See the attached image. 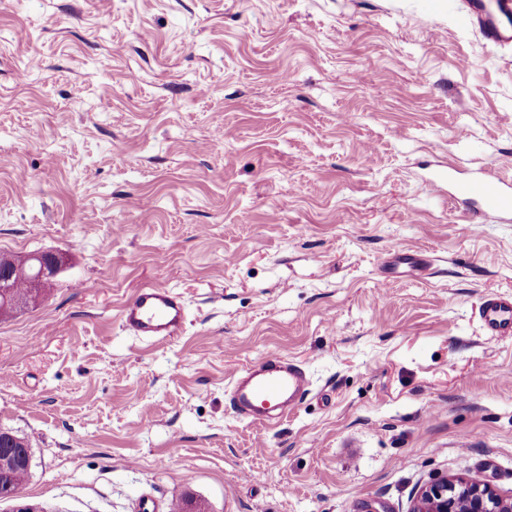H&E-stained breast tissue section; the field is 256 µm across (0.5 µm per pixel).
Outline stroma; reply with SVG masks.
<instances>
[{
	"instance_id": "1",
	"label": "stroma",
	"mask_w": 512,
	"mask_h": 512,
	"mask_svg": "<svg viewBox=\"0 0 512 512\" xmlns=\"http://www.w3.org/2000/svg\"><path fill=\"white\" fill-rule=\"evenodd\" d=\"M463 0H0V252L64 270L0 321V430L44 512H411L476 475L512 499V222L470 233L437 170L512 183V47ZM404 248L429 278L380 258ZM189 317L149 343L142 284ZM305 403L235 417L238 370ZM401 264L407 265L422 274L431 269L432 262L426 255L412 249L403 250L392 257H384L379 263L381 276L378 283L380 287L384 288L388 284L390 270ZM188 320L181 295L169 288L144 286L121 307L120 322L130 335L160 341L179 336ZM479 316L485 335H512V296L487 294L479 305ZM310 392L311 383L302 363L273 358L237 373L228 402L241 419L268 427L298 410Z\"/></svg>"
}]
</instances>
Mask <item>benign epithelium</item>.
<instances>
[{"label": "benign epithelium", "instance_id": "7a95c632", "mask_svg": "<svg viewBox=\"0 0 512 512\" xmlns=\"http://www.w3.org/2000/svg\"><path fill=\"white\" fill-rule=\"evenodd\" d=\"M62 269V260L51 252H38L26 257L19 266L13 256L0 254V298L20 311L28 302L15 296L11 284L15 278H26L39 286L52 280ZM412 512H512V500L501 499L483 480L476 476L437 479L419 494Z\"/></svg>", "mask_w": 512, "mask_h": 512}]
</instances>
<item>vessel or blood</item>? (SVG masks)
Returning <instances> with one entry per match:
<instances>
[{"label": "vessel or blood", "instance_id": "b4317fda", "mask_svg": "<svg viewBox=\"0 0 512 512\" xmlns=\"http://www.w3.org/2000/svg\"><path fill=\"white\" fill-rule=\"evenodd\" d=\"M467 17L476 23L490 43L512 44V0H466ZM459 200L474 205L470 232H477L483 218L512 215V186L490 176H475L455 182ZM424 273L432 262L426 255L403 250L382 258L379 285H387L388 274L398 265ZM483 330L489 336L512 335V296L485 295L479 305ZM188 309L181 295L169 288L145 286L135 291L121 307L123 329L142 340H166L182 333ZM311 392L304 365L288 358H273L237 373L228 393L234 414L249 423L272 426L298 410Z\"/></svg>", "mask_w": 512, "mask_h": 512}]
</instances>
